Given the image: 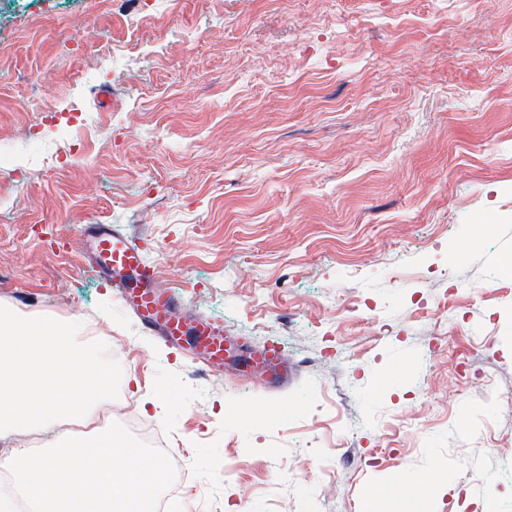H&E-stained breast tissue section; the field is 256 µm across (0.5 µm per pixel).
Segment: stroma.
Masks as SVG:
<instances>
[{
  "mask_svg": "<svg viewBox=\"0 0 512 512\" xmlns=\"http://www.w3.org/2000/svg\"><path fill=\"white\" fill-rule=\"evenodd\" d=\"M267 390L146 333L79 228ZM512 0H0V301L119 339L180 512H512ZM244 363L246 368L261 371L269 387H281L288 383V366L277 343L264 344L251 353Z\"/></svg>",
  "mask_w": 512,
  "mask_h": 512,
  "instance_id": "1",
  "label": "stroma"
}]
</instances>
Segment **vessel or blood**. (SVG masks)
<instances>
[{"label":"vessel or blood","mask_w":512,"mask_h":512,"mask_svg":"<svg viewBox=\"0 0 512 512\" xmlns=\"http://www.w3.org/2000/svg\"><path fill=\"white\" fill-rule=\"evenodd\" d=\"M84 232L92 239L89 264L110 278L125 309L134 312L146 330L160 332L176 346L190 341L198 363L209 370L221 367L226 358L243 349V341L225 336L222 325L206 319L183 320L179 296L152 288L154 269L145 262L138 242L103 224L87 225ZM245 366L262 372L267 386L281 387L288 382L279 344H264L246 358Z\"/></svg>","instance_id":"obj_1"}]
</instances>
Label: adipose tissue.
Segmentation results:
<instances>
[{"label":"adipose tissue","instance_id":"obj_1","mask_svg":"<svg viewBox=\"0 0 512 512\" xmlns=\"http://www.w3.org/2000/svg\"><path fill=\"white\" fill-rule=\"evenodd\" d=\"M111 401L112 350L93 328L0 304V469L32 512H151L162 471L101 425ZM20 436L42 452L15 449Z\"/></svg>","mask_w":512,"mask_h":512}]
</instances>
